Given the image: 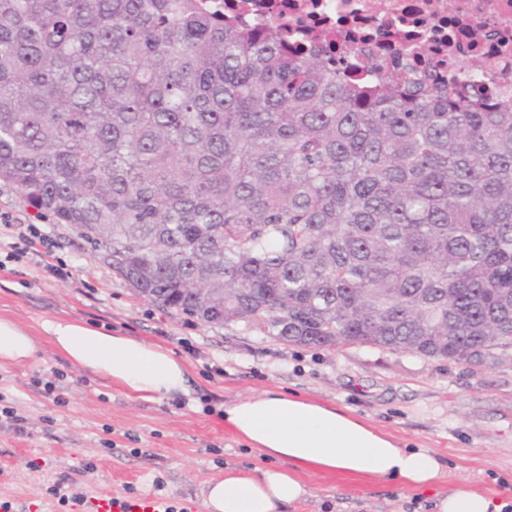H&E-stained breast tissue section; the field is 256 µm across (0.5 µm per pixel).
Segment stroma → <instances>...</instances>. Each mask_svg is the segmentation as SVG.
<instances>
[{"label":"stroma","mask_w":512,"mask_h":512,"mask_svg":"<svg viewBox=\"0 0 512 512\" xmlns=\"http://www.w3.org/2000/svg\"><path fill=\"white\" fill-rule=\"evenodd\" d=\"M34 226L69 280L29 255L8 257ZM0 318L33 336L39 359L0 367V512H84L99 493L159 491L174 512H206L202 489L228 467L269 461L224 426L225 405L282 389L348 408L402 444L432 449L450 483L468 481L512 512V360L462 364L367 346L308 348L238 322L204 324L137 297L101 250L37 212L0 181ZM82 320L157 343L189 367L188 394L146 402L78 370L50 344L47 321ZM311 497L291 512H429L418 490L301 472Z\"/></svg>","instance_id":"1"}]
</instances>
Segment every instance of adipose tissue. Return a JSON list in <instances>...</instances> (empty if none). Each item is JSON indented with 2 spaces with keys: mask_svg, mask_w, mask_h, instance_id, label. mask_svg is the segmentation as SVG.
<instances>
[{
  "mask_svg": "<svg viewBox=\"0 0 512 512\" xmlns=\"http://www.w3.org/2000/svg\"><path fill=\"white\" fill-rule=\"evenodd\" d=\"M43 330L71 366L112 381L136 399L152 402L188 391L185 362L160 345L78 321H47ZM37 352L25 329L0 318V365L25 363ZM224 423L272 464L225 469L223 477L206 485V512H286L309 496L298 477L308 469L413 487L431 497L432 512H503L505 507L464 482L445 493L436 490L446 468L435 452L401 447L353 412L296 394L267 389L237 400L225 406Z\"/></svg>",
  "mask_w": 512,
  "mask_h": 512,
  "instance_id": "ef3b65f1",
  "label": "adipose tissue"
}]
</instances>
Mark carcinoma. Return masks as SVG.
Masks as SVG:
<instances>
[{
    "instance_id": "carcinoma-1",
    "label": "carcinoma",
    "mask_w": 512,
    "mask_h": 512,
    "mask_svg": "<svg viewBox=\"0 0 512 512\" xmlns=\"http://www.w3.org/2000/svg\"><path fill=\"white\" fill-rule=\"evenodd\" d=\"M343 64L211 0H0V180L202 322L512 359V105Z\"/></svg>"
}]
</instances>
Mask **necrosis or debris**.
Segmentation results:
<instances>
[{"instance_id":"4bbe7bcc","label":"necrosis or debris","mask_w":512,"mask_h":512,"mask_svg":"<svg viewBox=\"0 0 512 512\" xmlns=\"http://www.w3.org/2000/svg\"><path fill=\"white\" fill-rule=\"evenodd\" d=\"M224 14L358 57L363 83L395 68L454 83L475 72L488 100L512 102V0H224Z\"/></svg>"}]
</instances>
